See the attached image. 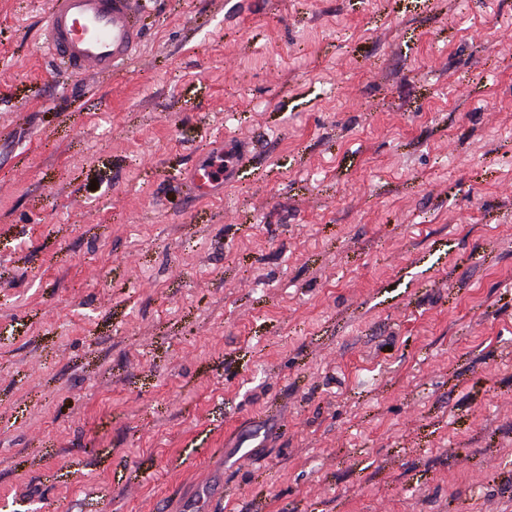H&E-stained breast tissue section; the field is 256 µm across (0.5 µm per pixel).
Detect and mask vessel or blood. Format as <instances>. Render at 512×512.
Returning a JSON list of instances; mask_svg holds the SVG:
<instances>
[{"mask_svg":"<svg viewBox=\"0 0 512 512\" xmlns=\"http://www.w3.org/2000/svg\"><path fill=\"white\" fill-rule=\"evenodd\" d=\"M142 0H50L45 45L79 76L116 74L142 42ZM224 171L196 173L191 184L211 196L224 186Z\"/></svg>","mask_w":512,"mask_h":512,"instance_id":"vessel-or-blood-1","label":"vessel or blood"}]
</instances>
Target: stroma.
<instances>
[{"label":"stroma","instance_id":"1","mask_svg":"<svg viewBox=\"0 0 512 512\" xmlns=\"http://www.w3.org/2000/svg\"><path fill=\"white\" fill-rule=\"evenodd\" d=\"M48 10L0 0V512H512V0H148L109 78ZM216 161L218 162L219 170L215 173L209 172L208 168L203 170V173L197 172L192 176L191 184L198 194L212 196L220 188H224V177L229 171L228 168L224 170V160L222 154H216ZM219 158L220 160H217ZM216 166V167H217Z\"/></svg>","mask_w":512,"mask_h":512}]
</instances>
